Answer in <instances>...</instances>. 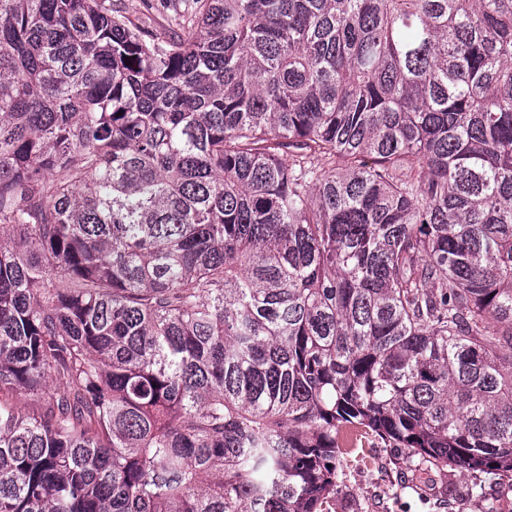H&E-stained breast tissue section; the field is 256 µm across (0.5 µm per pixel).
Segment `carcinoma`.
I'll return each mask as SVG.
<instances>
[{"label": "carcinoma", "instance_id": "obj_1", "mask_svg": "<svg viewBox=\"0 0 512 512\" xmlns=\"http://www.w3.org/2000/svg\"><path fill=\"white\" fill-rule=\"evenodd\" d=\"M176 2L0 0V512L512 477V0ZM112 4L135 23L156 33H162L167 27L170 11L165 0H112Z\"/></svg>", "mask_w": 512, "mask_h": 512}]
</instances>
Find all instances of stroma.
I'll return each mask as SVG.
<instances>
[{"label": "stroma", "mask_w": 512, "mask_h": 512, "mask_svg": "<svg viewBox=\"0 0 512 512\" xmlns=\"http://www.w3.org/2000/svg\"><path fill=\"white\" fill-rule=\"evenodd\" d=\"M136 23L163 32L169 15L167 0H112ZM475 475L447 468H416L400 449L367 437L349 453L337 471L336 495L328 512H486L496 503L512 512V479L484 480L477 496Z\"/></svg>", "instance_id": "35a3bbf8"}]
</instances>
